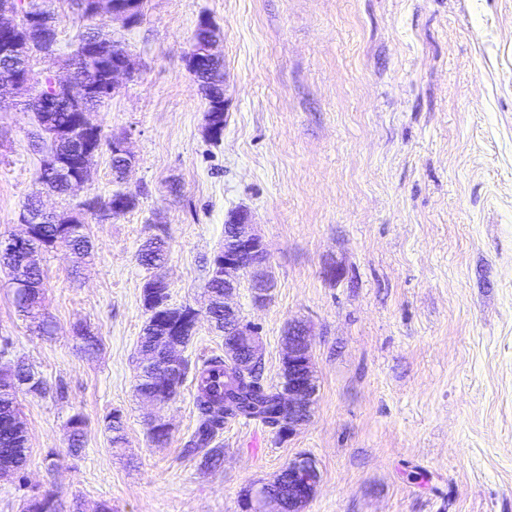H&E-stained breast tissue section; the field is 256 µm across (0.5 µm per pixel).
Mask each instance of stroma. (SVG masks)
Returning a JSON list of instances; mask_svg holds the SVG:
<instances>
[{
  "label": "stroma",
  "mask_w": 512,
  "mask_h": 512,
  "mask_svg": "<svg viewBox=\"0 0 512 512\" xmlns=\"http://www.w3.org/2000/svg\"><path fill=\"white\" fill-rule=\"evenodd\" d=\"M55 9L56 54L35 56L37 73L63 74L92 24L73 0ZM203 16L224 59L217 142L184 63ZM94 24L137 67L91 115L105 138H126L127 181L104 147L86 189L46 193L31 113L0 102V238L21 231L36 196L79 215L93 245L40 257L49 336L19 315L0 270V368L29 362L47 383L19 398L27 482L0 479V512L44 496L55 512H241L245 488L300 454L321 474L304 512H512V0H145L136 24ZM118 190L136 195L133 210L103 223L83 210ZM238 208L275 283L263 305L245 287L236 299L259 328L265 381L279 382L283 332L302 321L320 389L290 438L226 424L224 464L207 470L183 452L193 383L157 410L135 392L151 276L137 254L165 237L170 305L203 309ZM80 327L95 354L80 350ZM154 415L171 425L165 443L150 438Z\"/></svg>",
  "instance_id": "1"
}]
</instances>
